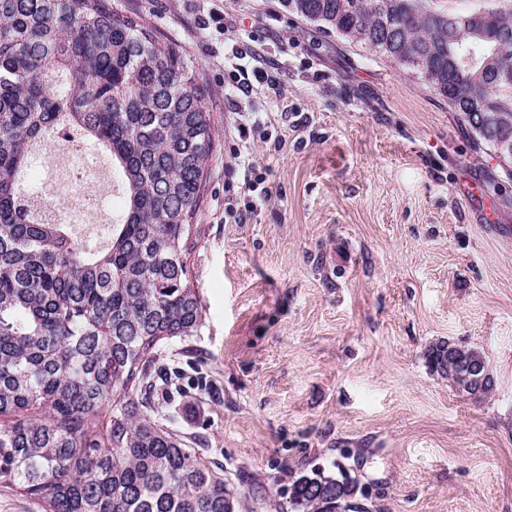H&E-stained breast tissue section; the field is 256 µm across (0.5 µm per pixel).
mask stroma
I'll list each match as a JSON object with an SVG mask.
<instances>
[{"instance_id":"stroma-1","label":"stroma","mask_w":512,"mask_h":512,"mask_svg":"<svg viewBox=\"0 0 512 512\" xmlns=\"http://www.w3.org/2000/svg\"><path fill=\"white\" fill-rule=\"evenodd\" d=\"M200 74L216 148L189 261L204 323L159 366L154 402L248 512H290L291 475L355 469L379 512H512V208L502 169L447 102L278 0H119ZM222 24L200 32L201 10ZM256 35L287 97L251 102L281 146L240 141L224 99L232 38ZM247 144L269 201L224 219ZM484 352L494 396L429 372L426 347Z\"/></svg>"}]
</instances>
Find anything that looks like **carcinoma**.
<instances>
[{
  "label": "carcinoma",
  "instance_id": "cac0c4a2",
  "mask_svg": "<svg viewBox=\"0 0 512 512\" xmlns=\"http://www.w3.org/2000/svg\"><path fill=\"white\" fill-rule=\"evenodd\" d=\"M279 4L420 80L512 179L511 9ZM64 129L121 179L123 212L94 251L21 199L41 145ZM215 147L195 70L138 17L112 0H0V481L38 512H244L148 397L162 345L203 324L188 257ZM425 360L476 402L496 391L475 346L439 339ZM357 489L341 468L295 474L291 512H354Z\"/></svg>",
  "mask_w": 512,
  "mask_h": 512
}]
</instances>
